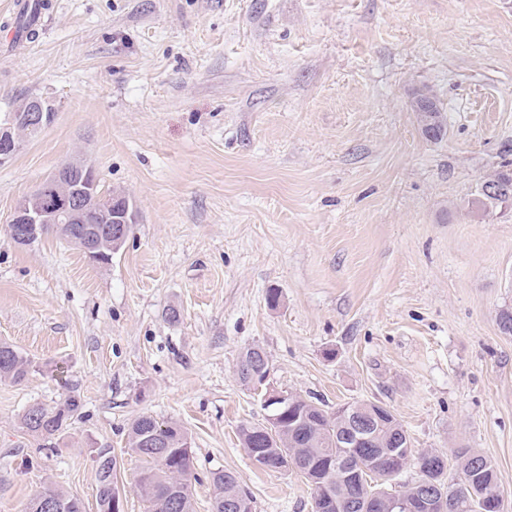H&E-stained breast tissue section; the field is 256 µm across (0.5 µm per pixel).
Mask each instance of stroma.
<instances>
[{
	"label": "stroma",
	"instance_id": "stroma-1",
	"mask_svg": "<svg viewBox=\"0 0 512 512\" xmlns=\"http://www.w3.org/2000/svg\"><path fill=\"white\" fill-rule=\"evenodd\" d=\"M34 41L0 40V113L37 97L44 130L0 165V340L34 366L0 382V512L51 483L96 512L112 448L125 512H145L127 428L183 425L196 512L237 474L252 512H312L296 472L259 467L270 384L322 404L388 406L414 451L469 448L512 512V0H46ZM432 94L446 129L422 131ZM89 162L135 222L97 264L47 234L15 245L16 203ZM53 447L22 429L69 394ZM258 351H261L264 354V356L266 357L263 349H261L258 346L247 348L241 356V360H240V362L238 364V368H237V376H238L239 380L245 384L256 383V382L260 383L262 377L263 378H262L261 384H265L268 379V376H269L268 362H267L266 371L263 375V372H264L263 359L265 360V362H266V359L263 355H262V357H263L262 358Z\"/></svg>",
	"mask_w": 512,
	"mask_h": 512
}]
</instances>
